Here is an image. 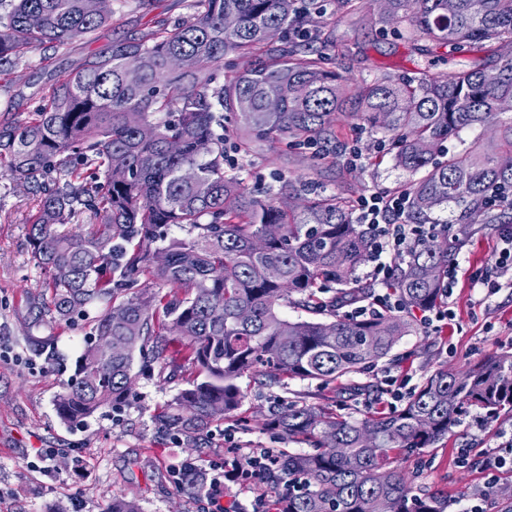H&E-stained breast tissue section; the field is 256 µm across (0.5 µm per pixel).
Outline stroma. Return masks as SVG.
Returning a JSON list of instances; mask_svg holds the SVG:
<instances>
[{"mask_svg":"<svg viewBox=\"0 0 512 512\" xmlns=\"http://www.w3.org/2000/svg\"><path fill=\"white\" fill-rule=\"evenodd\" d=\"M192 0H112V19L92 38L55 50L44 47L19 58L10 73H0V122L25 117L41 103L42 87L64 71L76 68L88 55L112 40L134 36L159 25L175 24L192 12ZM377 0L356 12H340L335 0L316 10L311 40L326 57L327 68L361 86L373 74L386 71L414 77L430 70L447 74L461 64L478 60L486 68L499 64L503 51H477L468 47L429 46L421 52L379 21ZM336 142L358 146L362 160L350 165L344 156L335 164L320 160L315 149L281 160V146L267 143L251 156H236L249 189L280 191L313 182L339 194L349 203L371 192L392 193L409 182L398 168L381 134L362 129L344 117L336 119ZM34 202L26 191L0 176V512H103L115 496L135 500L141 512H201L196 495L180 491L173 471L183 462L201 463L224 455V435L232 433L245 448L301 451L299 443L263 428L270 405L300 401L348 414L355 405L344 390L317 382L289 381L286 386H257L242 378L244 401L234 417L212 424L204 448L189 449L173 433L159 431L156 410L172 401L185 383L178 377L138 376L124 406L102 407L80 427L61 423L53 406L63 382L73 374L75 360L91 327L82 320L58 326L35 323L28 298L41 293L50 275L30 260L29 217ZM495 225L480 227L456 255L457 282L450 299L456 318L439 332L414 325L394 347V359H382L357 380L375 390L385 388L388 376L402 371L411 385L425 373L445 367L463 373L494 352H512V288H502L487 302H480L472 283L476 269L496 261ZM54 337L65 361L49 370L28 347L29 337ZM512 424V416L492 419L486 428L460 425L434 447L406 454L399 462L414 491L445 492L446 512H457L464 495L481 493L484 473L460 466L459 449L470 454L489 448L496 429ZM51 448L55 455L49 469H32L33 449Z\"/></svg>","mask_w":512,"mask_h":512,"instance_id":"obj_1","label":"stroma"}]
</instances>
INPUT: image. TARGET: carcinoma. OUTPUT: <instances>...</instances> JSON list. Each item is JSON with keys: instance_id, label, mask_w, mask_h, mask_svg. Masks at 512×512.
Masks as SVG:
<instances>
[{"instance_id": "1", "label": "carcinoma", "mask_w": 512, "mask_h": 512, "mask_svg": "<svg viewBox=\"0 0 512 512\" xmlns=\"http://www.w3.org/2000/svg\"><path fill=\"white\" fill-rule=\"evenodd\" d=\"M300 0H193L192 14L142 36L116 40L42 90L41 105L0 124V174L36 202L29 224L34 266L52 272L47 297L30 306L37 323H68L97 310L89 345L56 395L65 424L118 408L136 376L159 368L193 378L154 417L199 448L212 423L232 416L248 374L260 386L286 379L331 386L387 357L412 323L389 311L354 318L344 308L372 289L356 278L371 253L367 232L346 202L312 185L285 209L257 196L224 168L226 149L253 155L271 141L288 150L336 140L340 114L388 137L396 165L415 176L403 192L408 222L430 223L435 206L454 205L456 233L442 229L398 265L387 288L406 309L436 307L460 245L477 218L512 215V56L488 73L475 66L445 76H373L358 90L324 66L308 38L280 35L311 23ZM387 0L381 22L403 26L414 44L512 43V0ZM39 17L32 24L29 18ZM112 12L91 15L85 0H11L0 13V70L29 48H63L95 32ZM250 68L218 81L224 58ZM192 65L179 69L175 60ZM281 101L277 112L265 102ZM494 128L460 150L445 143L464 129ZM90 211L99 223L63 230ZM176 227L186 236L169 233ZM166 253L160 265L152 262ZM289 304L300 315L283 317ZM112 337V378L101 380L97 342ZM181 359L166 356L169 337ZM45 368L60 361L51 337L30 338ZM355 419L307 404L271 407L266 425L310 450L284 453L270 478L288 484L277 512H445L448 499L415 494L398 468L405 453L430 448L460 425L471 406L512 412V353L487 355L459 374L438 368L403 404ZM104 512H140L114 497Z\"/></svg>"}]
</instances>
